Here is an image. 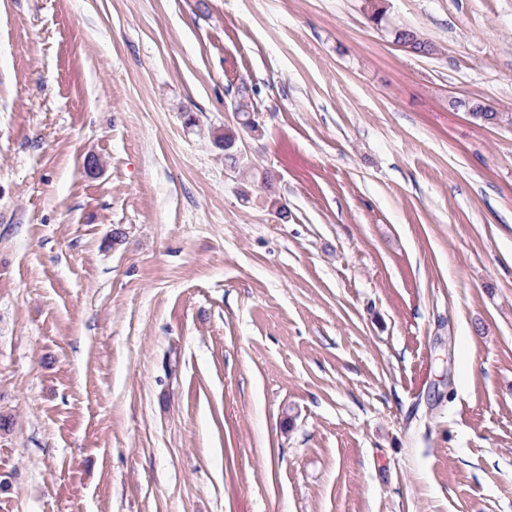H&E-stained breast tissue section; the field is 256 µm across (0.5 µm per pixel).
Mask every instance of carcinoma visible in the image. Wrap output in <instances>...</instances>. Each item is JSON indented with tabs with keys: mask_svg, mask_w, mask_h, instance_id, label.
<instances>
[{
	"mask_svg": "<svg viewBox=\"0 0 512 512\" xmlns=\"http://www.w3.org/2000/svg\"><path fill=\"white\" fill-rule=\"evenodd\" d=\"M393 40L404 41L410 45V54L429 57L436 53L433 43L425 39L419 32L411 28H399L391 31ZM245 128L226 126L214 136V143L224 150V166L234 173L237 186V198L240 203L249 207L255 202H262L282 218H288V207L280 205L281 195L269 178L268 171L252 165L244 153H237Z\"/></svg>",
	"mask_w": 512,
	"mask_h": 512,
	"instance_id": "cac0c4a2",
	"label": "carcinoma"
}]
</instances>
